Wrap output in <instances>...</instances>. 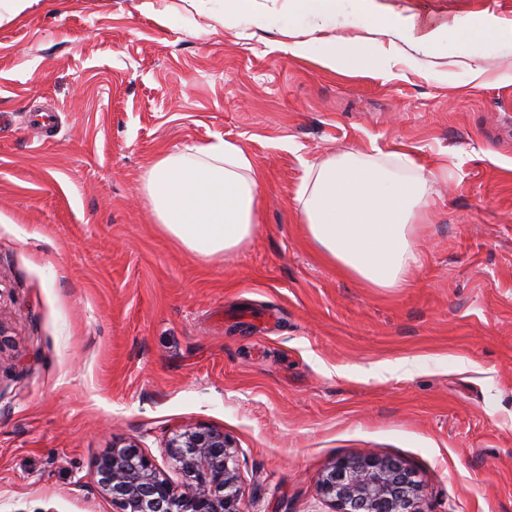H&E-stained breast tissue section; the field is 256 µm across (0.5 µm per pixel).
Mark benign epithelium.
Listing matches in <instances>:
<instances>
[{
    "label": "benign epithelium",
    "mask_w": 512,
    "mask_h": 512,
    "mask_svg": "<svg viewBox=\"0 0 512 512\" xmlns=\"http://www.w3.org/2000/svg\"><path fill=\"white\" fill-rule=\"evenodd\" d=\"M165 448L184 475L179 486L133 441L112 444L96 460L101 492L119 512H243L238 450L224 431L186 426L169 437ZM318 485L331 512H423L413 473L374 453L337 459Z\"/></svg>",
    "instance_id": "1"
}]
</instances>
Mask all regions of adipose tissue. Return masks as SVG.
<instances>
[{
    "mask_svg": "<svg viewBox=\"0 0 512 512\" xmlns=\"http://www.w3.org/2000/svg\"><path fill=\"white\" fill-rule=\"evenodd\" d=\"M314 20L296 29L293 54L332 72H391L401 47L436 59L450 31L491 36L504 22L489 14L479 23L434 24L420 17L376 16L363 37L340 42L327 35L336 0H288ZM387 38L389 50L371 46ZM392 165L346 151L307 165L297 191L298 214L311 247L325 261L371 288L403 287L420 263L415 226L423 218L431 174L416 169L403 148ZM261 173L237 142L217 139L160 152L143 176L156 224L191 255L220 260L246 246L257 229Z\"/></svg>",
    "mask_w": 512,
    "mask_h": 512,
    "instance_id": "obj_1",
    "label": "adipose tissue"
}]
</instances>
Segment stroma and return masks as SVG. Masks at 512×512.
Here are the masks:
<instances>
[{
	"label": "stroma",
	"instance_id": "stroma-1",
	"mask_svg": "<svg viewBox=\"0 0 512 512\" xmlns=\"http://www.w3.org/2000/svg\"><path fill=\"white\" fill-rule=\"evenodd\" d=\"M433 23L512 0H374ZM224 0H33L0 20V512H116L94 463L135 440L171 481L175 429H222L243 512H328L341 457L400 461L423 512H512V43L451 34L439 74L292 54ZM167 16L159 24L158 16ZM483 60V86L462 62ZM225 138L262 176L260 224L224 259L155 224L157 154ZM406 146L437 183L402 288L309 246L308 164Z\"/></svg>",
	"mask_w": 512,
	"mask_h": 512
}]
</instances>
